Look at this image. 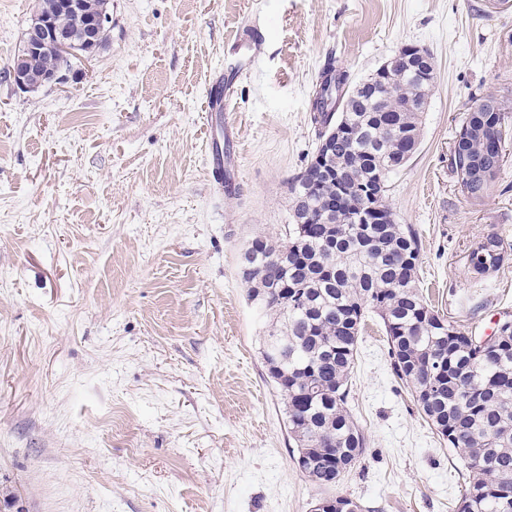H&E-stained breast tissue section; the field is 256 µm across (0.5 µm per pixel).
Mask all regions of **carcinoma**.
<instances>
[{
  "label": "carcinoma",
  "instance_id": "carcinoma-1",
  "mask_svg": "<svg viewBox=\"0 0 512 512\" xmlns=\"http://www.w3.org/2000/svg\"><path fill=\"white\" fill-rule=\"evenodd\" d=\"M347 71L328 61L311 122L323 136L336 125L342 142L324 166L339 173L309 188L312 158L290 185L305 224L288 225L282 241L255 237L241 253L248 299L276 315L263 336L262 358L286 402L288 432L299 469L315 485L336 486L340 464L355 465L366 448L348 410L349 380L366 313L384 328L395 376L413 391L426 421L462 459L465 478L456 512H512V322L498 325L491 345L467 335L423 297L418 286L420 245L409 225L390 222L389 178L416 151L421 114L432 86L401 63L380 66L357 82L348 111L336 107V81ZM512 144V114L467 112L455 136L454 170L471 198L489 196ZM342 194V221L325 223L321 197ZM505 260L502 240L489 236L470 253L482 278ZM324 512H361L343 495L320 499Z\"/></svg>",
  "mask_w": 512,
  "mask_h": 512
}]
</instances>
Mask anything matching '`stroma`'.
I'll return each mask as SVG.
<instances>
[{
    "label": "stroma",
    "mask_w": 512,
    "mask_h": 512,
    "mask_svg": "<svg viewBox=\"0 0 512 512\" xmlns=\"http://www.w3.org/2000/svg\"><path fill=\"white\" fill-rule=\"evenodd\" d=\"M110 41L80 81L4 78L38 0H0V512H311L265 321L240 255L284 239L289 184L316 152L325 63L357 82L401 46L438 82L389 201L421 249L418 286L462 330L512 312V158L481 201L454 137L472 95L512 105V9L486 0H111ZM255 31L225 109L238 168L217 187L206 90ZM507 258L473 278L471 246ZM348 408L367 446L337 490L364 512H454L462 463L393 373L367 319ZM407 52L408 55L404 58L407 69L420 78L436 83L437 70L431 66L427 51L410 46Z\"/></svg>",
    "instance_id": "obj_1"
}]
</instances>
